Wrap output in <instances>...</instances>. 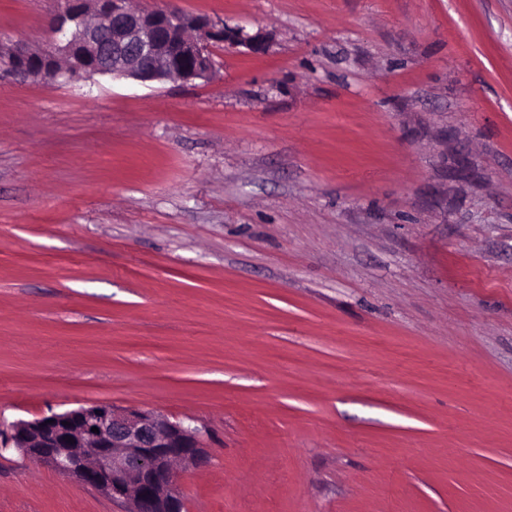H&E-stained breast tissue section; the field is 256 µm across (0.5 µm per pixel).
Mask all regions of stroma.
<instances>
[{
	"label": "stroma",
	"instance_id": "1",
	"mask_svg": "<svg viewBox=\"0 0 512 512\" xmlns=\"http://www.w3.org/2000/svg\"><path fill=\"white\" fill-rule=\"evenodd\" d=\"M131 4L267 48L0 75V424L191 420L186 512H512V0ZM0 512L128 506L0 449Z\"/></svg>",
	"mask_w": 512,
	"mask_h": 512
}]
</instances>
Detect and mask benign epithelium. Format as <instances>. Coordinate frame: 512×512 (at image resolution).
<instances>
[{
    "mask_svg": "<svg viewBox=\"0 0 512 512\" xmlns=\"http://www.w3.org/2000/svg\"><path fill=\"white\" fill-rule=\"evenodd\" d=\"M52 29L48 62L58 77L188 84L215 75L213 44L243 45L256 53L266 48L260 32L229 31L166 6L135 9L130 0H64ZM0 55L12 76L44 78L45 69L30 63V48L1 45ZM0 446L127 500L132 512H183L176 466L198 467L208 459L198 428L153 409L110 405L12 422L0 430Z\"/></svg>",
    "mask_w": 512,
    "mask_h": 512,
    "instance_id": "benign-epithelium-1",
    "label": "benign epithelium"
}]
</instances>
